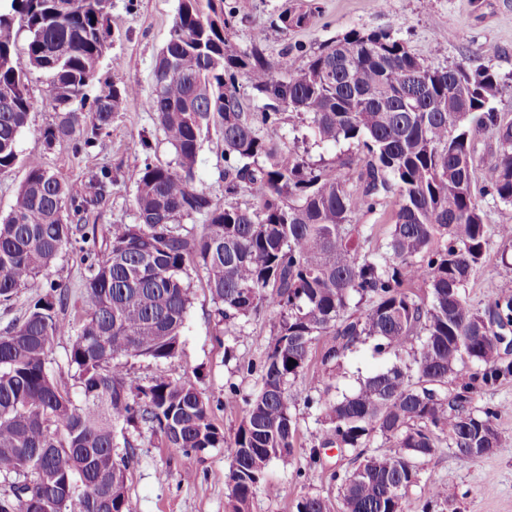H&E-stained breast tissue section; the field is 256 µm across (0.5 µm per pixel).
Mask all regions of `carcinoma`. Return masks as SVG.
Segmentation results:
<instances>
[{"instance_id": "carcinoma-1", "label": "carcinoma", "mask_w": 512, "mask_h": 512, "mask_svg": "<svg viewBox=\"0 0 512 512\" xmlns=\"http://www.w3.org/2000/svg\"><path fill=\"white\" fill-rule=\"evenodd\" d=\"M0 6V174L18 165L24 181L0 217V302L35 283L68 247H78L84 296L79 317L61 316L66 287L55 281L23 318L0 334V512H132L126 472L135 458L117 429L146 428L172 453L224 448L232 512H249L273 459L293 456L296 420L289 389L313 350L307 407L318 430L309 458L344 448L353 467L328 478L339 512H401L411 487L434 512L440 483L420 461L443 445L477 460L502 446L498 409L477 405L483 390L512 377L501 336L512 330V291L502 285L483 309L466 288L491 237L512 247V224H490L484 202L512 205V122L494 103L512 83L476 66L436 68L390 32L352 30L309 52L298 45L274 61L260 44L240 51L229 36L238 13L226 0H178L154 68L151 109L172 162L135 145L136 222L114 224L105 240L85 215L109 192L106 169L93 191L73 195L19 137L36 102L29 75L47 77L54 120L44 149L94 147L135 94L130 85L91 90L109 44L112 0H7ZM312 3L290 6L279 28H301ZM26 34L25 56L16 46ZM245 81L249 97L240 94ZM299 126L285 131L290 118ZM497 133L484 175L482 136ZM223 142L217 160L224 202L197 186L201 135ZM348 144L338 164L308 159L309 146ZM357 169L356 179L345 169ZM395 199L385 246H367ZM202 274L216 335L236 336L269 314L272 343L262 386L244 400L224 437L210 398L163 372L141 382L128 364L176 357ZM422 283L427 298L413 287ZM68 335L72 389L49 367L54 338ZM390 356L357 390L329 397L330 379L359 346ZM295 364H289V360ZM467 380L453 389L459 367ZM389 453H367L373 437ZM296 512H330L304 496Z\"/></svg>"}]
</instances>
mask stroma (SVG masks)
Here are the masks:
<instances>
[{
	"instance_id": "1",
	"label": "stroma",
	"mask_w": 512,
	"mask_h": 512,
	"mask_svg": "<svg viewBox=\"0 0 512 512\" xmlns=\"http://www.w3.org/2000/svg\"><path fill=\"white\" fill-rule=\"evenodd\" d=\"M240 22L232 36L240 50L261 43L270 58H279L286 47L300 44L317 48L321 43L357 31L386 30L401 39L408 50L435 67L455 64L483 65L506 82H512V0H314L317 7L308 26L288 31L274 19L289 0H232ZM177 0H112L108 17L109 50L92 88L93 93L113 84L134 85L138 93L124 111L116 113L107 136L85 153L62 149L45 150L39 131L55 112L48 97L45 77L29 76V89L37 106L22 132L21 156H34L65 182L72 192L87 191L92 173L108 169L112 188L89 214V223L99 233L115 224L134 223L133 194L138 170L130 160L133 146L143 138L154 145L152 159L167 164L174 159L164 143L150 107L154 61L169 38ZM502 247L491 238L486 259L467 294L478 307L487 305L501 282L512 279V266L502 263ZM83 267L78 250L64 252L43 273V280L63 283L69 291L68 310L81 306ZM192 304L177 357L164 363L133 361L130 371L140 380L165 372L177 380H189L214 401V418L225 436H232L244 415V396L261 386L259 364L271 341L266 315L253 316L232 345L234 355L225 358L212 321L213 304L202 277L192 280ZM253 370H246V363ZM388 357L374 354L371 345L360 346L336 373L334 386L351 390L357 377L384 369ZM236 386L240 401L224 399L227 386ZM307 379H297L290 388L297 431L294 457L271 462L250 502L249 512H295L300 497L318 495L337 503L338 492L327 473L347 467V454L335 448L322 449L318 466H311L309 450L317 430L316 414L306 406ZM482 402L499 407L496 421L505 437L502 448L479 460L442 447L427 458L423 470L445 488L436 512H512V378L484 391ZM136 456L127 472L129 495L138 512H229L230 488L226 481L229 463L223 449L201 454H170L149 430H127Z\"/></svg>"
}]
</instances>
